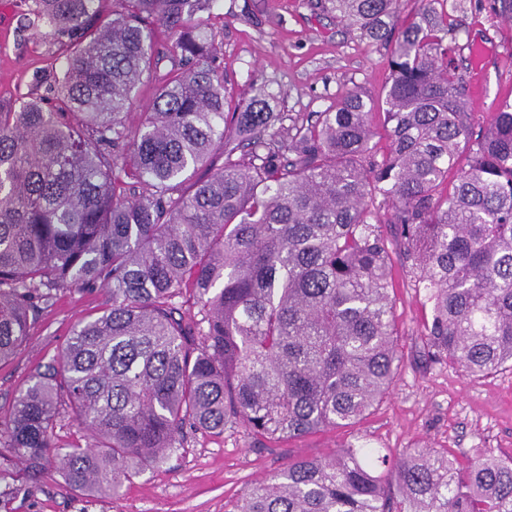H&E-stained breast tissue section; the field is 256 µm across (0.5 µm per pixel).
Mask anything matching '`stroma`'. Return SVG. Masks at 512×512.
<instances>
[{
  "mask_svg": "<svg viewBox=\"0 0 512 512\" xmlns=\"http://www.w3.org/2000/svg\"><path fill=\"white\" fill-rule=\"evenodd\" d=\"M449 8L455 33L453 63L463 77L476 126L512 102V22L491 0H460ZM323 0H217L204 21L222 45L227 105L264 87L272 112L299 121L335 107L354 90L379 97L388 82L392 43L360 38L322 7ZM16 0H0V99H26L36 70L57 65L60 51L41 34L19 41ZM389 246V290L399 366L386 396L360 421L295 439H256L244 426L223 435L196 434L178 457L125 483L119 497L88 499L69 492L52 461L0 512H229L256 483L299 457H325L360 444L383 454L406 448H439L467 463L484 454H512V369L484 377L467 375L447 359L428 354L424 324L426 291L396 246L392 212L379 211ZM105 293H59L31 331L25 348L0 364V417L38 370L44 369L78 321L100 315Z\"/></svg>",
  "mask_w": 512,
  "mask_h": 512,
  "instance_id": "35a3bbf8",
  "label": "stroma"
}]
</instances>
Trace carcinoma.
Instances as JSON below:
<instances>
[{
  "label": "carcinoma",
  "instance_id": "cac0c4a2",
  "mask_svg": "<svg viewBox=\"0 0 512 512\" xmlns=\"http://www.w3.org/2000/svg\"><path fill=\"white\" fill-rule=\"evenodd\" d=\"M19 2L20 36L51 38L63 61L35 75L47 94L0 100V363L58 293L107 300L0 419V498L19 491L15 460L34 478L55 457L64 486L112 498L197 433L292 438L362 418L397 360L384 207L427 291L428 352L473 375L512 367V104L475 130L447 0L405 16L403 0H325L394 41L390 79L287 128L260 92L225 111L221 45L199 30L217 0H112L109 15L103 0ZM160 27L170 69L132 134ZM69 416L83 447L55 440ZM233 512H512V456L463 467L437 448L348 445L293 461Z\"/></svg>",
  "mask_w": 512,
  "mask_h": 512
}]
</instances>
